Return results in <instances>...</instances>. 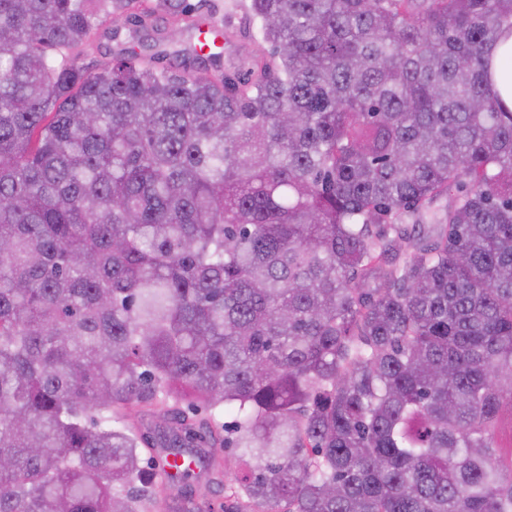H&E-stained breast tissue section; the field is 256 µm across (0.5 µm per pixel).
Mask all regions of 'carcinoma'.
Listing matches in <instances>:
<instances>
[{
    "instance_id": "obj_1",
    "label": "carcinoma",
    "mask_w": 512,
    "mask_h": 512,
    "mask_svg": "<svg viewBox=\"0 0 512 512\" xmlns=\"http://www.w3.org/2000/svg\"><path fill=\"white\" fill-rule=\"evenodd\" d=\"M217 9L0 0V512H162L185 403L224 512H512V0H248L234 68ZM218 1L224 4V11L227 7L238 33L235 41L227 45L224 51V66H228L230 62H236L250 54L254 41L259 37V31L257 25L249 20L244 8L240 6L241 1L245 0ZM112 25L108 22L102 26L100 37L86 46L78 62L83 65L100 67L112 60L117 41L112 39Z\"/></svg>"
}]
</instances>
